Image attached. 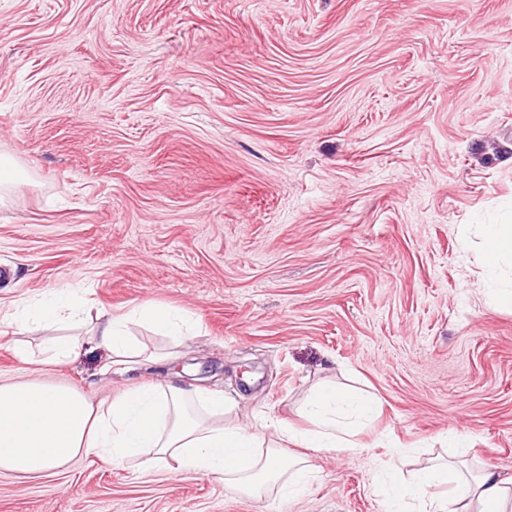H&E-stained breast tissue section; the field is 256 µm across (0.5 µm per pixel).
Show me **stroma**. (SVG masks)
<instances>
[{
  "label": "stroma",
  "instance_id": "1",
  "mask_svg": "<svg viewBox=\"0 0 512 512\" xmlns=\"http://www.w3.org/2000/svg\"><path fill=\"white\" fill-rule=\"evenodd\" d=\"M0 315L62 284L191 317L172 364L105 349L0 380L95 396L180 373L257 431L320 382L374 395L300 499L84 457L0 472V512H380L433 460L512 478V309L479 227L512 214V0H0Z\"/></svg>",
  "mask_w": 512,
  "mask_h": 512
}]
</instances>
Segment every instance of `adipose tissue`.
<instances>
[{
  "label": "adipose tissue",
  "instance_id": "1",
  "mask_svg": "<svg viewBox=\"0 0 512 512\" xmlns=\"http://www.w3.org/2000/svg\"><path fill=\"white\" fill-rule=\"evenodd\" d=\"M17 328L71 323L85 330L87 342L108 356L101 373L125 374L175 361V346L189 336L190 319L179 310L145 301L131 312L112 314L94 308L86 294L56 288L14 307ZM158 327L173 349H141L129 331L132 322ZM235 404L224 394L169 377L134 384L116 396L92 401L82 390L39 381L0 382V470L47 475L76 457H94L118 468L149 475L215 479L225 487L261 501L271 496L296 499L316 478L307 457L288 454L286 444L302 448L358 451L356 436L377 410L375 400L333 384L317 385L305 403L310 429L281 423L274 439L237 425ZM381 512H401L408 495L425 512H512V488L493 469L477 474L439 461L410 483L383 482Z\"/></svg>",
  "mask_w": 512,
  "mask_h": 512
}]
</instances>
